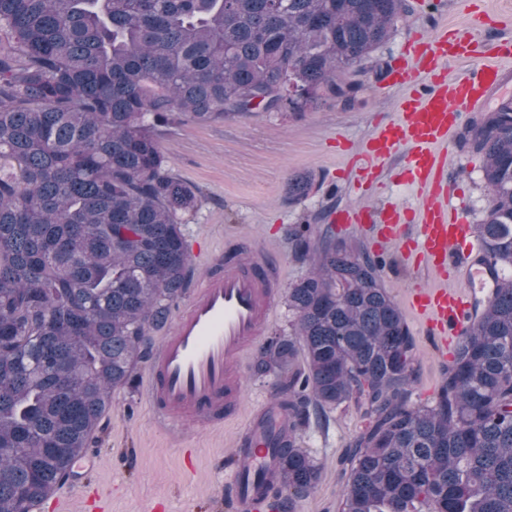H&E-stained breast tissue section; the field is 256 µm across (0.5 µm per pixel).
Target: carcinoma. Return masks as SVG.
Instances as JSON below:
<instances>
[{
  "mask_svg": "<svg viewBox=\"0 0 512 512\" xmlns=\"http://www.w3.org/2000/svg\"><path fill=\"white\" fill-rule=\"evenodd\" d=\"M405 0H0V512H33L71 474L190 275L178 179L159 132L183 116L301 112L339 100ZM490 202L479 262L503 270L431 404L411 400L416 344L379 263L295 229L308 276L291 336L255 364L279 376L291 443L281 491L319 480L310 408L368 426L340 459L339 512H512V98L472 122ZM304 355L307 370L295 368Z\"/></svg>",
  "mask_w": 512,
  "mask_h": 512,
  "instance_id": "cac0c4a2",
  "label": "carcinoma"
}]
</instances>
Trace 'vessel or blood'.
Here are the masks:
<instances>
[{"label":"vessel or blood","mask_w":512,"mask_h":512,"mask_svg":"<svg viewBox=\"0 0 512 512\" xmlns=\"http://www.w3.org/2000/svg\"><path fill=\"white\" fill-rule=\"evenodd\" d=\"M470 24L444 29L425 42H410L391 75L405 89L399 117L366 143L363 160L372 163L402 157L404 177L420 188L423 206L412 212L392 208L381 217L380 241L393 245L403 263L430 273L464 278L487 275L474 260V230L448 201L449 187L440 146L448 140L462 109L484 106L499 84L497 59L512 58L504 42L479 62ZM474 59L468 76L449 77L458 59ZM281 270L273 260L257 258L242 242H229L209 258L205 274L191 284L190 300L154 349L145 397L156 420L179 430L187 420L221 424L236 417L243 395L238 361L256 345L275 308ZM406 307L441 350L454 347L475 317L476 292L441 284L410 292ZM288 414L263 400L242 431L224 467L228 512H288L275 491L280 484L278 458L288 445Z\"/></svg>","instance_id":"vessel-or-blood-1"}]
</instances>
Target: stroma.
<instances>
[{
  "label": "stroma",
  "instance_id": "stroma-1",
  "mask_svg": "<svg viewBox=\"0 0 512 512\" xmlns=\"http://www.w3.org/2000/svg\"><path fill=\"white\" fill-rule=\"evenodd\" d=\"M406 4L407 14L395 33L377 47L359 74L363 92L355 105L345 108L327 101L302 112L257 108L210 122L185 118L166 128L159 139L168 166L200 191L197 208L182 217L193 276L203 274L207 258L223 250L228 239L244 240L258 255L280 260L275 314L264 338L286 336L293 330L288 290L308 272L307 264L295 255L291 236L299 224L309 225L311 246H320L332 234L378 260L381 283L397 305H404L411 289L433 282L426 270L400 263L394 249H377L372 225L343 224L337 215L385 205L417 208L419 190L404 178L399 157L375 162L371 178L354 181L353 163L374 128L399 115L401 91L382 86L388 67L403 54L408 41L463 21L468 7L493 21L485 39L512 40V0H406ZM446 152L456 201L464 206L470 224H479L489 205L482 163L461 147L455 133L448 138ZM304 176L312 177L313 185L299 199L290 188ZM412 334L418 368L413 399L427 403L440 383L444 361L431 337L417 328ZM258 355V350H250L239 362L244 395L237 418L216 426L189 421L176 436L154 424L143 394L148 365L139 363L131 385L112 391V404L87 450L90 462L72 468L70 512H86L89 492L98 493L100 512H148L159 500L166 501L172 512H219L224 462L236 434L259 400L277 396V375L255 373ZM366 425L351 403L311 411L299 441L317 462L320 478L297 500L296 512H338L343 486L339 459Z\"/></svg>",
  "mask_w": 512,
  "mask_h": 512
}]
</instances>
